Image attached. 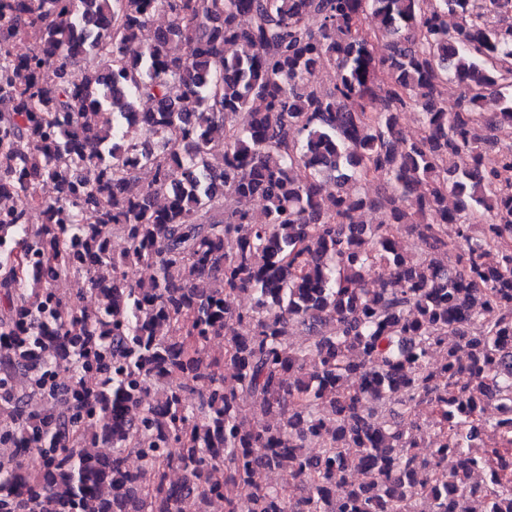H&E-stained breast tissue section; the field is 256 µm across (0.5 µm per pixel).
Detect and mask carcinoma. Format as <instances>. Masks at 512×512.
I'll list each match as a JSON object with an SVG mask.
<instances>
[{"instance_id": "cac0c4a2", "label": "carcinoma", "mask_w": 512, "mask_h": 512, "mask_svg": "<svg viewBox=\"0 0 512 512\" xmlns=\"http://www.w3.org/2000/svg\"><path fill=\"white\" fill-rule=\"evenodd\" d=\"M511 135L512 0H0V512H512Z\"/></svg>"}]
</instances>
